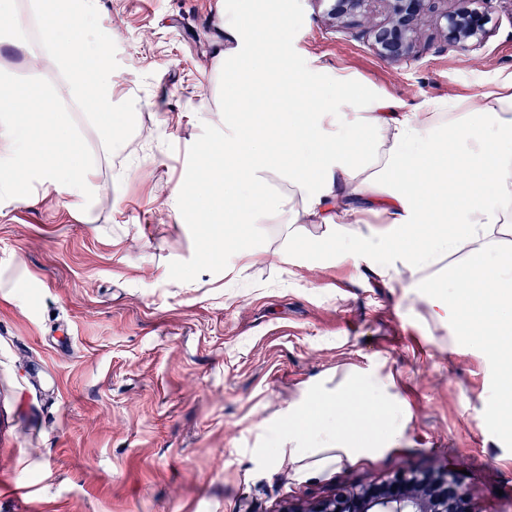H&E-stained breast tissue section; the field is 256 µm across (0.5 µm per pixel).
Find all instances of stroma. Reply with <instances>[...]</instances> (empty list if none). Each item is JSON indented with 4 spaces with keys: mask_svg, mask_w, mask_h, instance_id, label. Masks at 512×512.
Returning <instances> with one entry per match:
<instances>
[{
    "mask_svg": "<svg viewBox=\"0 0 512 512\" xmlns=\"http://www.w3.org/2000/svg\"><path fill=\"white\" fill-rule=\"evenodd\" d=\"M14 2L28 49L0 44V77L60 96L115 187L87 210L51 185L0 202V512H280L412 468L462 472L471 512H512V436L488 412L502 370L434 323L405 275L387 287L339 262L319 224L242 229L289 262L197 267L208 238L169 200L196 143L224 138L209 110L217 11L249 26L256 0H92L91 32L111 38L112 110L135 116L122 176L30 28L38 0ZM268 2L288 10L278 54L309 81L342 75L408 112L512 76V0L472 55L427 32L401 63L330 27L320 0ZM375 364L412 412L402 449L298 476L279 445L283 410Z\"/></svg>",
    "mask_w": 512,
    "mask_h": 512,
    "instance_id": "stroma-1",
    "label": "stroma"
}]
</instances>
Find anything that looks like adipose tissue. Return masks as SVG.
I'll return each mask as SVG.
<instances>
[{"label": "adipose tissue", "mask_w": 512, "mask_h": 512, "mask_svg": "<svg viewBox=\"0 0 512 512\" xmlns=\"http://www.w3.org/2000/svg\"><path fill=\"white\" fill-rule=\"evenodd\" d=\"M39 8L71 93L92 114L111 112V47L89 39L91 8L72 9L69 0H41ZM221 19L215 80L224 90V143L198 142L195 176L173 192L191 223L208 230L199 265L222 254L243 273L261 259L230 232L233 224L337 231L339 261L382 257L375 273L385 280L407 272L435 321L504 367L493 410L512 436V262L500 249L512 236V78L474 99L432 100L404 112L374 91H351L341 76L324 93L274 53L251 64L256 45L287 35L286 10L250 28L233 14ZM273 177L287 182V193L269 191ZM36 183L64 184L83 204L101 189L69 137L61 101L14 88L0 99V198L28 202ZM371 214L386 232L369 225ZM454 254L461 262L432 274L440 257ZM354 406L372 412L374 434L353 421ZM410 420L404 401L368 368L289 404L282 441L296 473L312 477L395 450Z\"/></svg>", "instance_id": "1"}]
</instances>
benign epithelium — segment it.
<instances>
[{
    "label": "benign epithelium",
    "instance_id": "7a95c632",
    "mask_svg": "<svg viewBox=\"0 0 512 512\" xmlns=\"http://www.w3.org/2000/svg\"><path fill=\"white\" fill-rule=\"evenodd\" d=\"M328 22L366 41L382 60L415 58L424 21L436 17L446 47L460 55L480 49L499 0H327ZM469 492L454 472L433 478L410 469L381 487L338 488L305 508L281 512H469Z\"/></svg>",
    "mask_w": 512,
    "mask_h": 512
}]
</instances>
